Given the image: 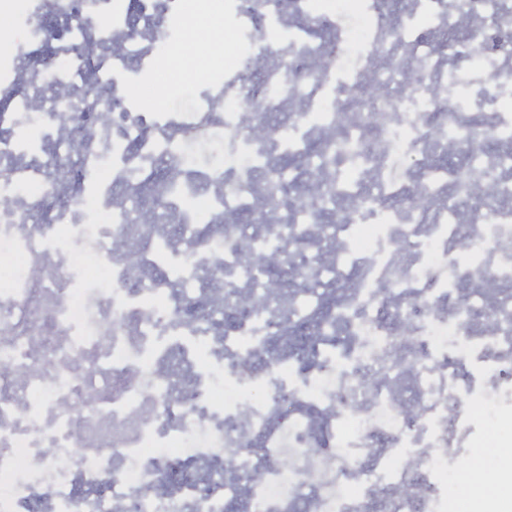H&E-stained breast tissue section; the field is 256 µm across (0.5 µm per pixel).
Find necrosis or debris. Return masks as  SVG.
<instances>
[{
  "label": "necrosis or debris",
  "instance_id": "1",
  "mask_svg": "<svg viewBox=\"0 0 512 512\" xmlns=\"http://www.w3.org/2000/svg\"><path fill=\"white\" fill-rule=\"evenodd\" d=\"M14 50L0 52V512H447L450 389L455 365L498 353L512 361V0H334L311 18L308 0H196L220 8L250 47L287 50V62L219 72L184 106L141 111L122 95L129 59L153 71L159 50L184 39L188 0H11ZM108 14L122 47L75 54L78 18ZM139 30H130V20ZM399 47L402 72L378 70ZM112 87L81 94L90 74ZM491 116L489 134L471 122ZM321 165L299 203L270 213L280 156ZM177 188L160 198L173 223L145 235L126 223L102 169ZM89 186L101 223L61 189ZM358 201L319 228V194ZM268 214L264 250L294 249L299 268L353 289L331 313L337 337L311 358L256 350L310 313L275 294L237 303L221 330L207 319L200 279L261 288L241 247V215ZM221 215L223 231L206 225ZM370 225L360 243L362 225ZM467 236L466 252L453 244ZM110 275L87 278L88 260ZM160 268L147 282L135 265ZM466 310L443 316L458 278ZM484 319L468 331L470 319ZM412 342L417 400L402 410L381 378L387 355ZM80 413H70V406ZM395 437L393 454L356 465V451Z\"/></svg>",
  "mask_w": 512,
  "mask_h": 512
}]
</instances>
